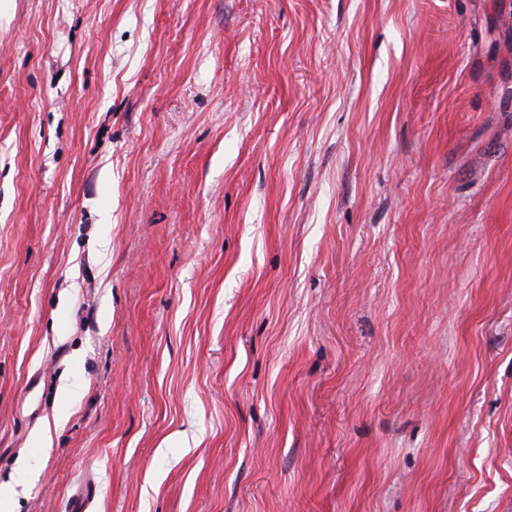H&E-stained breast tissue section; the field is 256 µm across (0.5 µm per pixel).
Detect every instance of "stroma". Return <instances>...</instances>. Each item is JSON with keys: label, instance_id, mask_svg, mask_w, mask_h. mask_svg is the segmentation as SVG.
<instances>
[{"label": "stroma", "instance_id": "obj_1", "mask_svg": "<svg viewBox=\"0 0 512 512\" xmlns=\"http://www.w3.org/2000/svg\"><path fill=\"white\" fill-rule=\"evenodd\" d=\"M79 503L512 512V0H0V512Z\"/></svg>", "mask_w": 512, "mask_h": 512}]
</instances>
